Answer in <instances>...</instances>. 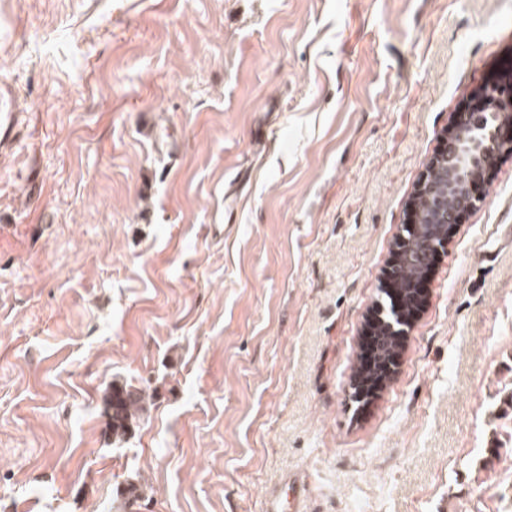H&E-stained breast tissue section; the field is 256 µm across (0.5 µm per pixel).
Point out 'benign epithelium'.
<instances>
[{"mask_svg":"<svg viewBox=\"0 0 512 512\" xmlns=\"http://www.w3.org/2000/svg\"><path fill=\"white\" fill-rule=\"evenodd\" d=\"M505 122L512 123V105L503 107L495 103L464 118L452 115L450 127L453 134L442 155L446 161L441 168L442 180L438 183L430 181L429 197L422 209L436 212L435 219L443 224H455L457 216L443 213L433 204V199L439 200L451 193L459 197L466 210L471 211L477 206L481 197L473 192V184L481 172L493 161L512 157V141L500 136V128Z\"/></svg>","mask_w":512,"mask_h":512,"instance_id":"obj_1","label":"benign epithelium"}]
</instances>
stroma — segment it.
Masks as SVG:
<instances>
[{
	"instance_id": "obj_1",
	"label": "stroma",
	"mask_w": 512,
	"mask_h": 512,
	"mask_svg": "<svg viewBox=\"0 0 512 512\" xmlns=\"http://www.w3.org/2000/svg\"><path fill=\"white\" fill-rule=\"evenodd\" d=\"M512 0H0V512H512V158L371 411L358 336ZM155 391L115 439L113 382ZM265 497L266 512H300L308 497V489L304 485L297 484L291 501H288V498L284 499L275 488H269Z\"/></svg>"
}]
</instances>
